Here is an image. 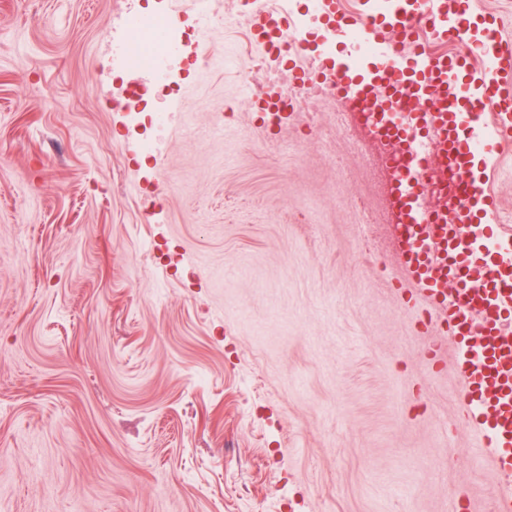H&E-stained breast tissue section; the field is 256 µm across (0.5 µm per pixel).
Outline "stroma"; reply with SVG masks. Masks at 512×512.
<instances>
[{"label": "stroma", "mask_w": 512, "mask_h": 512, "mask_svg": "<svg viewBox=\"0 0 512 512\" xmlns=\"http://www.w3.org/2000/svg\"><path fill=\"white\" fill-rule=\"evenodd\" d=\"M147 7L180 23L141 111L116 58ZM196 15L0 0V512H491L337 105L268 134L241 0Z\"/></svg>", "instance_id": "35a3bbf8"}]
</instances>
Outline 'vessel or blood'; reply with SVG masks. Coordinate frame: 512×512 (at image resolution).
Here are the masks:
<instances>
[{
    "label": "vessel or blood",
    "mask_w": 512,
    "mask_h": 512,
    "mask_svg": "<svg viewBox=\"0 0 512 512\" xmlns=\"http://www.w3.org/2000/svg\"><path fill=\"white\" fill-rule=\"evenodd\" d=\"M292 0H256L247 23L274 71L336 85L344 101L374 107V132L409 155L392 193L404 280L442 313L456 344L460 406L498 477L495 512H512V242L496 230L493 162L512 143V51L499 50L497 15L475 0H311L314 20L294 23ZM429 27H421L422 16ZM438 50H431V43ZM462 43L468 53L447 50ZM275 84L254 111L280 109ZM459 172L466 189L451 214L425 209L419 171L428 158Z\"/></svg>",
    "instance_id": "b4317fda"
}]
</instances>
